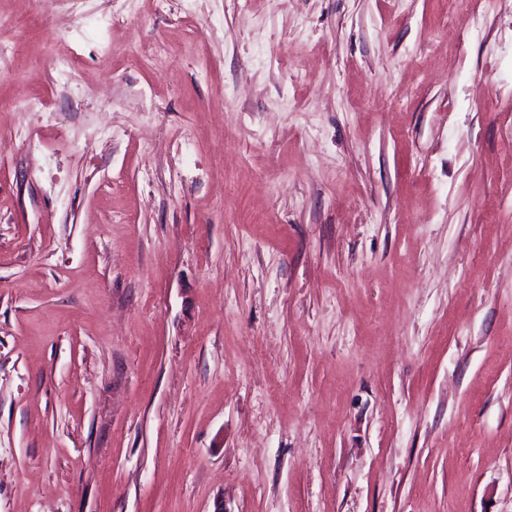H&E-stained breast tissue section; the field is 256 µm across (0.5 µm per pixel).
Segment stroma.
<instances>
[{"label":"stroma","mask_w":512,"mask_h":512,"mask_svg":"<svg viewBox=\"0 0 512 512\" xmlns=\"http://www.w3.org/2000/svg\"><path fill=\"white\" fill-rule=\"evenodd\" d=\"M0 43V512H512V0Z\"/></svg>","instance_id":"stroma-1"}]
</instances>
